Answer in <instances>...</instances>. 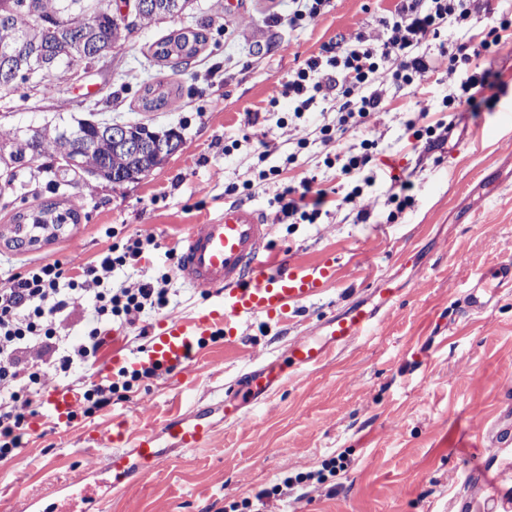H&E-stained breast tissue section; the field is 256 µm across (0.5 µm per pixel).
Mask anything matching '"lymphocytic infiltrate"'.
Masks as SVG:
<instances>
[{
  "label": "lymphocytic infiltrate",
  "instance_id": "lymphocytic-infiltrate-1",
  "mask_svg": "<svg viewBox=\"0 0 512 512\" xmlns=\"http://www.w3.org/2000/svg\"><path fill=\"white\" fill-rule=\"evenodd\" d=\"M482 9L481 0H398L394 11L381 20L387 31L376 43L365 34L355 41L325 45L322 54L307 58L282 82L270 106L280 99L304 112L316 100L336 104V122L320 128L323 142L364 125L387 107L388 86L412 85L417 75L431 71L432 61L423 46L438 43L448 49V68L458 75L446 107L464 105L478 112L487 100L484 88L502 89L492 71H475L473 58L481 53L505 52L506 33L512 18L501 17L483 32L477 47L455 39L458 30L469 28ZM280 212L291 223H315L332 201L324 189L302 179L298 186L283 189L274 197ZM156 236L143 230L123 246H111L91 261L69 263L44 261L25 272L0 276V461L14 457L26 433V419L46 385L49 373L68 375L74 365L96 361L104 343L100 327L113 321H129L134 314L167 307L166 278L144 284L137 292L115 288L110 278L116 269L136 263ZM92 301L91 327L83 340L73 344L60 332V318L82 298ZM40 348L52 352L48 362L27 359V351Z\"/></svg>",
  "mask_w": 512,
  "mask_h": 512
}]
</instances>
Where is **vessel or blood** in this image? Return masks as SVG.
Returning a JSON list of instances; mask_svg holds the SVG:
<instances>
[{
  "mask_svg": "<svg viewBox=\"0 0 512 512\" xmlns=\"http://www.w3.org/2000/svg\"><path fill=\"white\" fill-rule=\"evenodd\" d=\"M272 226L263 214L243 205L225 207L219 215L194 225L183 239L178 272L195 290L220 296L216 306L191 318L170 316L151 343L130 357L114 352L101 368L104 375L129 370L173 372L191 363L211 337L236 341L240 323L264 317L285 318L292 304L318 294L336 275V260L328 256L314 264H300L280 257L272 249ZM376 306L353 304L341 314L327 318L320 335L305 336L288 348L286 361L274 360L243 373L224 400L223 419L234 426L250 421L249 404L268 398L287 379L289 372L312 369L339 349L364 336L378 320L381 309L389 307L396 289L383 288ZM82 404L79 392L57 388L42 400L54 425H66L78 415ZM471 428L486 436L492 447L512 444V427H492L480 408L470 410ZM214 430L212 412L193 411L167 421L161 432L126 436L124 429L109 434L114 451L107 456L104 470L109 479L107 493L142 478L165 455L162 441L183 451L207 444ZM489 479L481 478L457 495L454 512H512V504L498 502L489 493Z\"/></svg>",
  "mask_w": 512,
  "mask_h": 512,
  "instance_id": "vessel-or-blood-1",
  "label": "vessel or blood"
}]
</instances>
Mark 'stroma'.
Instances as JSON below:
<instances>
[{"label": "stroma", "mask_w": 512, "mask_h": 512, "mask_svg": "<svg viewBox=\"0 0 512 512\" xmlns=\"http://www.w3.org/2000/svg\"><path fill=\"white\" fill-rule=\"evenodd\" d=\"M195 11L140 29L112 55L106 70H90L79 83L37 101L12 96L0 105V123L27 128L54 121L70 127L93 118L141 121L176 129L182 146L138 182L112 185L74 175L69 194L82 203L78 223L55 239L21 248L7 244L12 209L0 208V270L24 272L40 261L91 259L123 245L141 230L157 245L138 264L114 271L115 286L137 290L168 275L169 310L189 318L216 298L190 288L177 272L178 246L192 225L238 202L261 211L273 226L272 245L294 261L336 259V277L294 305L287 320L242 325L238 343L212 340L185 370L141 378L119 388L111 405L53 426L44 410L28 416L30 429L12 461L0 464V512L17 499L49 500L55 486L91 474L102 478L111 453L99 438L114 421L128 433L161 430L176 414L219 409L230 382L251 367L286 357L289 345L315 335L322 321L352 304L372 306L382 279L400 299L370 335L316 369L295 373L251 410L246 427L217 424L208 444L167 452L141 480L100 504L98 512H225L249 498L255 512H449L474 477L489 475L512 501V447L492 448L468 430V410L488 421H512V288H497L492 265L512 254V57L480 55L478 70L497 71L506 85L483 112L460 107L448 142L417 147L407 123L420 108L430 121L447 119L443 99L456 86L448 56L428 51L431 72L413 85L389 88L386 111L325 143L322 126L336 108L319 103L302 115L269 98L289 72L336 38L358 33L383 41L380 16L397 0H331L320 16L289 29L292 0H197ZM203 30L205 45L187 66L174 68L153 55L171 31ZM219 82H210L209 70ZM163 85L171 95L160 109L142 108L144 89ZM267 132L275 145L259 158L250 130ZM369 138L378 144L373 181L357 195L330 160ZM297 154L289 162V154ZM278 169L263 181L258 174ZM412 183L414 203L391 218L390 174ZM315 177L319 187L347 200L313 224L282 222L276 193ZM251 183L249 194L230 187ZM370 221H356L358 212ZM497 288L489 308L463 312L458 298L475 288ZM343 457L345 467L324 482L291 487L284 481L321 470Z\"/></svg>", "instance_id": "1"}]
</instances>
